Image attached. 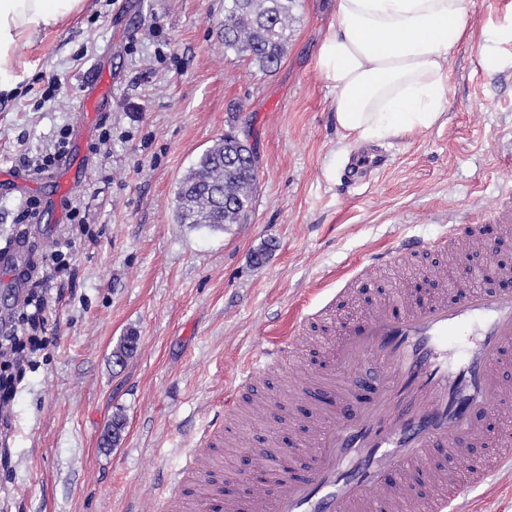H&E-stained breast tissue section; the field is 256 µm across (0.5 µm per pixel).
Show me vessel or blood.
<instances>
[{
    "label": "vessel or blood",
    "mask_w": 512,
    "mask_h": 512,
    "mask_svg": "<svg viewBox=\"0 0 512 512\" xmlns=\"http://www.w3.org/2000/svg\"><path fill=\"white\" fill-rule=\"evenodd\" d=\"M112 92L98 75L79 100L94 123ZM512 224V194L502 196L482 220L462 217L439 240L404 238L389 251L371 255L366 271L380 272L453 251L459 243L481 244L482 224ZM469 329L474 342L456 364L448 361V338ZM295 329L244 367L237 393L272 411L254 397L259 381L294 352ZM373 362L376 375L358 366ZM512 292L491 288H421L412 298L393 297L345 325L314 364L294 400L313 414L305 439L288 449L253 447L262 462L263 487L233 483L208 490L202 512H399L422 481L424 512H468L466 493L512 471V442L491 454L474 455L497 426L512 385ZM461 460V479L432 472L440 452ZM304 456L298 471L277 470L270 460Z\"/></svg>",
    "instance_id": "obj_1"
}]
</instances>
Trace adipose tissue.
<instances>
[{
	"mask_svg": "<svg viewBox=\"0 0 512 512\" xmlns=\"http://www.w3.org/2000/svg\"><path fill=\"white\" fill-rule=\"evenodd\" d=\"M87 0H0V92L16 50L82 12ZM466 0H336V26L318 48L345 137L374 143L437 124L448 61L473 39Z\"/></svg>",
	"mask_w": 512,
	"mask_h": 512,
	"instance_id": "ef3b65f1",
	"label": "adipose tissue"
}]
</instances>
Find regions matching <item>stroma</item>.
<instances>
[{
	"instance_id": "1",
	"label": "stroma",
	"mask_w": 512,
	"mask_h": 512,
	"mask_svg": "<svg viewBox=\"0 0 512 512\" xmlns=\"http://www.w3.org/2000/svg\"><path fill=\"white\" fill-rule=\"evenodd\" d=\"M481 36L448 62L444 115L374 144L390 162L342 186L363 144L343 138L316 64L336 0H299L288 53L274 72L225 52L224 0H91L78 18L17 50L15 88L0 95V334L31 358L0 401V512H160L155 489L224 420L248 359L324 306L397 237L434 239L459 212L479 217L512 192V42L482 62L485 34L512 0H467ZM112 74L105 126L80 128L83 78ZM234 131L258 157L248 219L221 229L174 221L179 179ZM85 181L70 197L84 223L21 224L26 199L65 179L43 166L58 135ZM99 154L84 152L86 141ZM22 169L25 196L5 177ZM263 264L252 261L262 247ZM51 313L20 333L28 300ZM127 336L125 365L112 353ZM125 430L102 441L113 417ZM297 412H241L244 444L287 446ZM470 512H512V472L468 495Z\"/></svg>"
}]
</instances>
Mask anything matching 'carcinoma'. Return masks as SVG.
Here are the masks:
<instances>
[{
	"mask_svg": "<svg viewBox=\"0 0 512 512\" xmlns=\"http://www.w3.org/2000/svg\"><path fill=\"white\" fill-rule=\"evenodd\" d=\"M297 0H226L224 52H232L263 73L275 70L290 41ZM257 184L250 147L227 132L199 157L177 189L179 224L222 228L247 220Z\"/></svg>",
	"mask_w": 512,
	"mask_h": 512,
	"instance_id": "carcinoma-1",
	"label": "carcinoma"
}]
</instances>
